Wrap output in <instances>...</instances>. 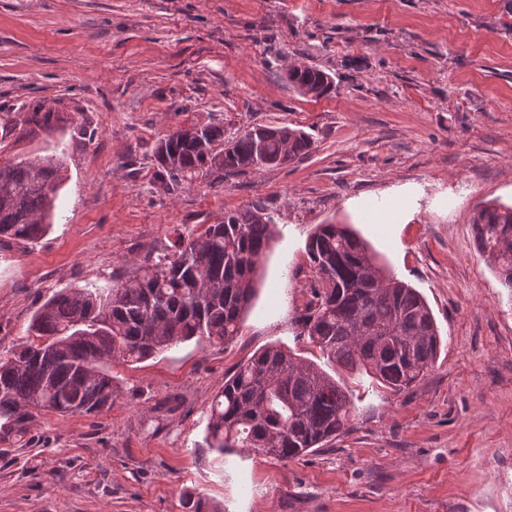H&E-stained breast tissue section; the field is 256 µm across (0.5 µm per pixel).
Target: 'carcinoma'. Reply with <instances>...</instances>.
Returning a JSON list of instances; mask_svg holds the SVG:
<instances>
[{
    "label": "carcinoma",
    "instance_id": "cac0c4a2",
    "mask_svg": "<svg viewBox=\"0 0 512 512\" xmlns=\"http://www.w3.org/2000/svg\"><path fill=\"white\" fill-rule=\"evenodd\" d=\"M294 87L333 89L325 72L304 67L288 74ZM54 113L36 109L19 124L48 129ZM17 124V125H19ZM17 125H0L5 138ZM312 141L288 126H256L224 139V126L197 134H167L155 147L170 185L198 177L241 174L280 166L308 154ZM64 181L57 157L0 164V245L32 244L49 230L56 192ZM475 243L501 283L512 290V206L476 209ZM275 222L255 205L177 234L164 252H148L130 275L104 288H63L35 313L28 331L40 343L21 344L0 359V443H19L32 410L90 415L112 407L110 362L139 363L192 339L227 343L240 332L254 298L259 265ZM306 254L311 276L296 318L301 335L328 358L364 372L395 393L410 388L436 358L441 337L425 298L379 265L348 226L320 224ZM347 390L316 364L267 347L224 377L212 407L206 445L223 452L248 448L280 461L299 460L347 429Z\"/></svg>",
    "mask_w": 512,
    "mask_h": 512
}]
</instances>
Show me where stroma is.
I'll return each mask as SVG.
<instances>
[{
    "label": "stroma",
    "mask_w": 512,
    "mask_h": 512,
    "mask_svg": "<svg viewBox=\"0 0 512 512\" xmlns=\"http://www.w3.org/2000/svg\"><path fill=\"white\" fill-rule=\"evenodd\" d=\"M336 89L302 95L291 63ZM53 125L0 140V163L56 156L50 231L0 248V358L33 341L63 288L103 287L176 234L261 204L276 224L238 336L113 362L111 408L38 414L0 454V512H512V290L474 245L484 202L512 205V0H0V116ZM304 130L294 163L166 191L154 156L177 127ZM404 192L402 224H364ZM348 224L418 290L442 345L409 390L344 369L295 322L305 244ZM269 346L343 383L345 433L302 459L207 448L224 377ZM42 107L37 108L33 112L23 113L24 116L20 121L14 120V124L12 125L9 122L2 123L1 122V136L0 139L7 137L14 130H16L18 124H21L19 127L20 131H23L22 125H34L40 128L48 129L52 125V118L54 116L53 112L47 110L46 112H41Z\"/></svg>",
    "instance_id": "1"
}]
</instances>
